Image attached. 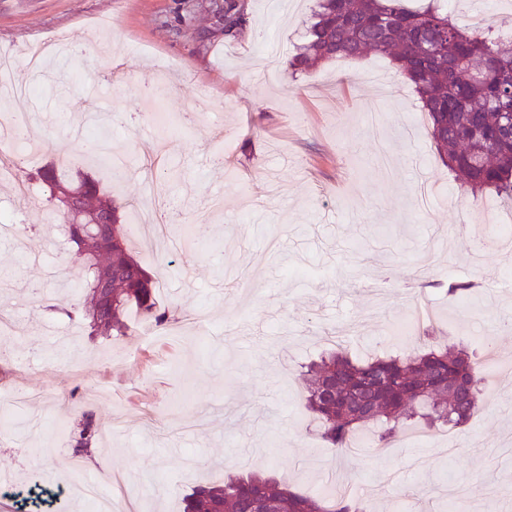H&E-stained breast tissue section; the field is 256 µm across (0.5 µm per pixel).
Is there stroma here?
<instances>
[{
    "mask_svg": "<svg viewBox=\"0 0 512 512\" xmlns=\"http://www.w3.org/2000/svg\"><path fill=\"white\" fill-rule=\"evenodd\" d=\"M216 0H0V45L54 34L107 53L58 60L32 77L42 161L98 180L120 203L141 200L157 130L143 118L152 89L181 118L152 166V205L181 243L147 268L167 282L160 307L178 341L105 340L63 310L77 298L81 260L55 245L60 218L44 197L20 204L0 183V210L26 229L18 252L0 235V388L23 366L40 401L0 409L4 490L57 487L123 474L137 512H182L198 483L263 469L309 494L329 477L400 484L366 497L371 512H512V251L485 200L461 189L438 158L416 92L387 58L336 59L292 73L288 61L313 0H247L235 38L211 24ZM382 104L391 175L377 168L366 108ZM130 166L120 184L88 158L99 122ZM472 282L470 299L443 283ZM421 297L436 343L474 348L488 364L486 398L464 426L436 428L417 448L393 445L341 462L305 407L302 373L327 337L355 354H404L391 335L406 297ZM205 326L185 323L194 308ZM93 413L101 436L75 456L71 433Z\"/></svg>",
    "mask_w": 512,
    "mask_h": 512,
    "instance_id": "stroma-1",
    "label": "stroma"
}]
</instances>
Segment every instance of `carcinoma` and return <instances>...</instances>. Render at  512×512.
<instances>
[{
    "label": "carcinoma",
    "instance_id": "carcinoma-1",
    "mask_svg": "<svg viewBox=\"0 0 512 512\" xmlns=\"http://www.w3.org/2000/svg\"><path fill=\"white\" fill-rule=\"evenodd\" d=\"M405 2L318 0L290 68L307 72L367 54L390 59L418 94L436 151L460 185L474 195L512 200V125L502 120V113H512V38L491 28H464L434 2L418 9ZM246 22L245 0H224L215 25L230 36ZM25 177L49 190L48 201L62 213L65 241L83 261L79 298L67 317L104 339L129 335L133 307L167 324L158 279L131 255L123 206L96 179L64 163H45ZM486 376L485 365L454 345L424 343L407 355L366 360L339 347L308 366L306 408L323 441L343 455L363 428L373 429L382 445L412 423L425 429L466 424L482 404ZM80 426L73 448L86 452L98 430L86 412ZM253 501L271 503L273 512H367L356 497L303 495L260 473L195 485L182 498L183 512H246Z\"/></svg>",
    "mask_w": 512,
    "mask_h": 512
}]
</instances>
